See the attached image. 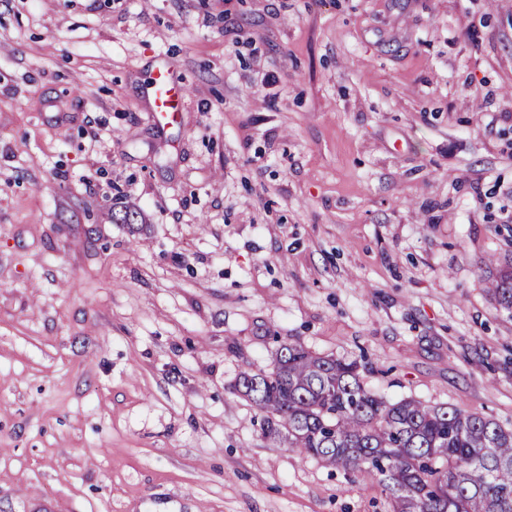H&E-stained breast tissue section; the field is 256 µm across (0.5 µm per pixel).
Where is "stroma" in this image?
Instances as JSON below:
<instances>
[{
	"label": "stroma",
	"mask_w": 512,
	"mask_h": 512,
	"mask_svg": "<svg viewBox=\"0 0 512 512\" xmlns=\"http://www.w3.org/2000/svg\"><path fill=\"white\" fill-rule=\"evenodd\" d=\"M510 211L512 0H0V512H388L237 377L511 429ZM149 88L154 104V122L165 128L175 121L180 102L187 94L186 87L171 79L166 66L158 65L149 77ZM489 292L502 309L512 312V258L505 259Z\"/></svg>",
	"instance_id": "1"
}]
</instances>
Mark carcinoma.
Here are the masks:
<instances>
[{
	"mask_svg": "<svg viewBox=\"0 0 512 512\" xmlns=\"http://www.w3.org/2000/svg\"><path fill=\"white\" fill-rule=\"evenodd\" d=\"M489 292L512 312V258ZM260 434L358 475L389 512H512V429L492 417L415 399L390 402L366 388L359 365L299 343L270 367L240 374Z\"/></svg>",
	"mask_w": 512,
	"mask_h": 512,
	"instance_id": "obj_1",
	"label": "carcinoma"
}]
</instances>
